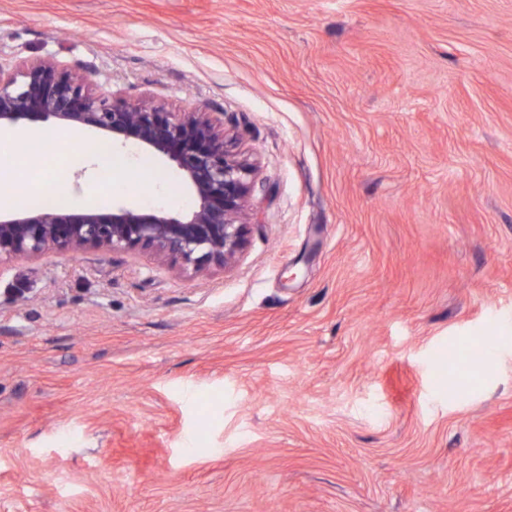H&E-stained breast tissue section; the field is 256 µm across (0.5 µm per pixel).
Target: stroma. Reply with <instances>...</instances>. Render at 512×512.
Instances as JSON below:
<instances>
[{
	"label": "stroma",
	"mask_w": 512,
	"mask_h": 512,
	"mask_svg": "<svg viewBox=\"0 0 512 512\" xmlns=\"http://www.w3.org/2000/svg\"><path fill=\"white\" fill-rule=\"evenodd\" d=\"M36 58L223 113L254 174L227 268L0 270V512H512V0H0V65ZM41 128L13 188L81 203L110 158ZM113 156L104 209L190 199ZM491 325L480 374L441 357Z\"/></svg>",
	"instance_id": "stroma-1"
}]
</instances>
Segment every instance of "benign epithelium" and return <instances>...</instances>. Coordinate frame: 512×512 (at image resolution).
Instances as JSON below:
<instances>
[{
    "instance_id": "1",
    "label": "benign epithelium",
    "mask_w": 512,
    "mask_h": 512,
    "mask_svg": "<svg viewBox=\"0 0 512 512\" xmlns=\"http://www.w3.org/2000/svg\"><path fill=\"white\" fill-rule=\"evenodd\" d=\"M91 128L112 144L130 141L167 159L193 195L176 212H141L123 206L105 213L93 206L75 211L17 209L0 212V269L50 251L140 253L201 275L244 255L251 193V165L229 149L214 113L168 112L150 98L128 101L97 90L87 71L35 59L0 67V131L24 121Z\"/></svg>"
}]
</instances>
